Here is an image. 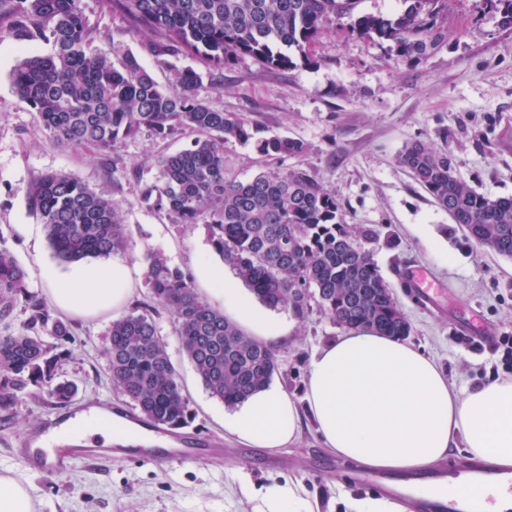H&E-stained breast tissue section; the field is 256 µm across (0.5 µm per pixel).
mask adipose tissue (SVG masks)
I'll return each instance as SVG.
<instances>
[{"instance_id": "adipose-tissue-1", "label": "adipose tissue", "mask_w": 512, "mask_h": 512, "mask_svg": "<svg viewBox=\"0 0 512 512\" xmlns=\"http://www.w3.org/2000/svg\"><path fill=\"white\" fill-rule=\"evenodd\" d=\"M137 274L119 260L65 275L44 271L53 306L70 319L119 314L135 295ZM199 279L257 340L284 338V327L255 312L237 289L222 286L221 274L206 268ZM305 401L301 407L282 389H261L225 414L224 429L245 446L275 450L298 441L310 420L329 453L388 472L428 473L459 444L474 460L512 468V380L458 390L433 360L389 336L347 332L330 340L311 358ZM134 434L119 419L104 427L102 411L93 408L58 441L98 436L104 445H122ZM240 491L253 501V512H316L291 479L259 488L244 483ZM0 512H35L23 473L0 472Z\"/></svg>"}]
</instances>
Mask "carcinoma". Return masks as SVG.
Masks as SVG:
<instances>
[{"label": "carcinoma", "instance_id": "obj_1", "mask_svg": "<svg viewBox=\"0 0 512 512\" xmlns=\"http://www.w3.org/2000/svg\"><path fill=\"white\" fill-rule=\"evenodd\" d=\"M128 31H149L157 55L202 59L214 86L224 67L250 56L287 70L297 54L312 62V46L328 23L389 44L395 56L420 60L445 38L448 0H403L395 13L358 14L361 0H101ZM498 25L512 30V0H482ZM0 36L20 44L46 41L47 56L30 52L12 72L17 95L36 112L56 144L93 147L112 171L114 147L145 133L166 140L190 132L182 149L157 160L156 179L140 186L150 208L176 224H203L215 252L262 304L288 306L303 319L316 301L344 330H370L403 339L411 325L375 264L368 244L376 228L347 224L336 197L305 169H267L247 181L230 175L224 143L252 145L261 161L305 151L298 139L261 136L243 116L229 117L197 94L202 75L176 69L163 88L118 42L101 46L84 0H0ZM397 163L448 212L464 238L512 258V197L491 196L457 174L448 149L406 146ZM33 214L47 230L56 256L66 262L108 258L127 250L119 204L69 174H43L25 189ZM152 304L112 321L104 356L113 387L157 427L181 429L192 420L179 374L159 335L157 307L168 312L181 348L212 397L233 408L270 384L279 371L275 350L246 334L196 291L189 271L157 250L139 257ZM25 319L0 335V420L14 418L19 395L64 405L77 385L57 380L71 353L70 323L38 292L28 272L0 237V324Z\"/></svg>", "mask_w": 512, "mask_h": 512}]
</instances>
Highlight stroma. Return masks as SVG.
Wrapping results in <instances>:
<instances>
[{"label":"stroma","instance_id":"stroma-1","mask_svg":"<svg viewBox=\"0 0 512 512\" xmlns=\"http://www.w3.org/2000/svg\"><path fill=\"white\" fill-rule=\"evenodd\" d=\"M85 12L160 86L168 85L174 69L206 70L192 56L151 54L150 35L127 33L126 22L100 9L97 0H85ZM445 32L442 44L416 62L397 59L387 44L331 24L315 43L313 63L300 61L277 71L245 56L225 69L222 87L205 81L198 94L230 116H245L263 133L305 144L304 153L274 162V169L309 171L335 195L348 224L381 230L373 259L411 324L407 343L434 360L456 388L465 389L512 378L499 346L502 337H512V258L466 241L396 156L413 142L447 147L458 175L472 188L512 196V32L481 16L479 0H456ZM26 51L0 37V233L25 265L30 289L46 290L45 267L68 269L25 198L37 177L62 171L121 202L129 264L148 248L192 272L205 261L249 297L248 288L213 251L205 225L173 223L140 200L141 182L158 173L157 158L183 148L188 136L119 143L113 152L119 172L111 174L97 150L51 141L18 97L11 75ZM410 269L424 274L433 297H424L407 278ZM261 312L289 328L287 339L275 345L279 370L272 382L303 402L313 354L342 330L316 307L303 319L286 307L265 306ZM156 323L195 419L172 434L154 428L148 434L170 448L200 440L211 455L187 465L142 463L125 454L107 461L78 456L65 473L32 475L43 512H251L243 495L225 493L240 473L257 485L292 477L319 500L321 512H343L345 498L371 496V489L353 479L360 464L329 454L313 428L276 454L227 435L217 421L225 406L211 397L183 354L169 314L159 313ZM110 324L102 315L75 327L72 356L58 369L59 379L78 386L75 401L63 408L67 416L129 403L112 387L103 356ZM54 414V408L21 398L13 420L0 423V470L20 467L13 444Z\"/></svg>","mask_w":512,"mask_h":512}]
</instances>
